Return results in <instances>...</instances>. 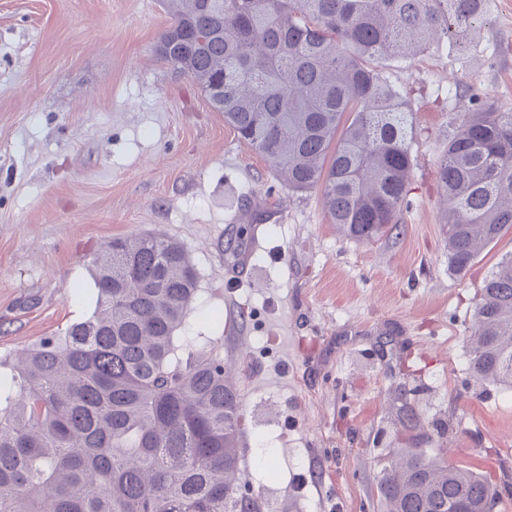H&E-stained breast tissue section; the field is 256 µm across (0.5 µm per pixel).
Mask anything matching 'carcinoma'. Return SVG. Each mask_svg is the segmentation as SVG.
<instances>
[{
  "mask_svg": "<svg viewBox=\"0 0 512 512\" xmlns=\"http://www.w3.org/2000/svg\"><path fill=\"white\" fill-rule=\"evenodd\" d=\"M159 57L192 78L238 141L331 223L368 242L399 228L413 112L376 64L436 39L467 47L486 0H166ZM438 182L448 262L469 270L512 228V112L482 103L448 139ZM92 315L22 351L0 383V512H261L241 491V395L224 359L176 354L197 291L184 247L115 237L90 260ZM475 381L512 388V257L480 288ZM385 512H493L486 477L406 448Z\"/></svg>",
  "mask_w": 512,
  "mask_h": 512,
  "instance_id": "carcinoma-1",
  "label": "carcinoma"
}]
</instances>
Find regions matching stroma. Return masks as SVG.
<instances>
[{"mask_svg":"<svg viewBox=\"0 0 512 512\" xmlns=\"http://www.w3.org/2000/svg\"><path fill=\"white\" fill-rule=\"evenodd\" d=\"M170 22L163 0H0V360L93 313L106 242L162 233L198 273L177 353L214 348L235 371L241 478L262 512H384L405 448L510 487L495 512H512V390L474 381L466 349L512 230L457 274L438 187L474 98L512 111V0H490L470 48L384 62L417 133L400 227L369 243L156 55ZM247 226L262 241L240 277L226 246Z\"/></svg>","mask_w":512,"mask_h":512,"instance_id":"1","label":"stroma"}]
</instances>
